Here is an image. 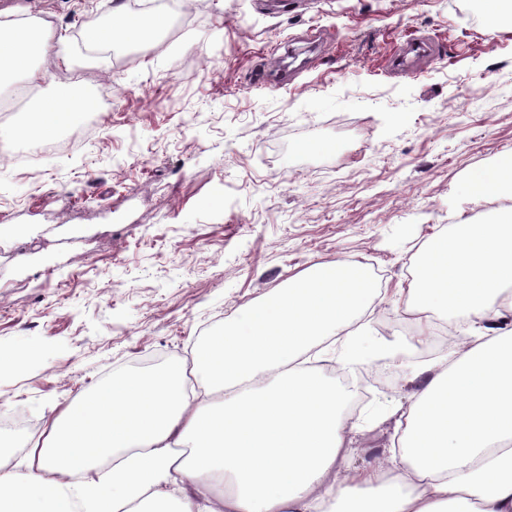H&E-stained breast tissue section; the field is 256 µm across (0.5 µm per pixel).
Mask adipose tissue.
<instances>
[{
	"instance_id": "obj_1",
	"label": "adipose tissue",
	"mask_w": 512,
	"mask_h": 512,
	"mask_svg": "<svg viewBox=\"0 0 512 512\" xmlns=\"http://www.w3.org/2000/svg\"><path fill=\"white\" fill-rule=\"evenodd\" d=\"M28 42L51 52L42 27L0 21V49ZM474 197L512 194V156L474 176ZM512 285V216L450 225L415 262L405 307L418 332L372 335L354 318L378 296L360 264H319L245 313L224 320V346L199 341L193 364L171 361L170 389L112 384V415L85 438L74 412L50 425L0 493L31 512H512V328L498 327ZM453 315L465 342L435 355L433 316ZM338 369L391 362L420 381L415 400L390 413L402 429L384 464H346L358 425L348 391L319 389L310 353Z\"/></svg>"
}]
</instances>
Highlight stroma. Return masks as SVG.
<instances>
[{
  "mask_svg": "<svg viewBox=\"0 0 512 512\" xmlns=\"http://www.w3.org/2000/svg\"><path fill=\"white\" fill-rule=\"evenodd\" d=\"M113 2L0 7L52 18L64 40L37 62L36 101L94 92L79 71L140 77L81 155L0 167L12 229L0 233V298L16 312L0 317V355L41 352L0 375V397L37 423L11 429L12 465L113 374L189 357L238 307L316 264L370 261L384 302L367 323L403 335L414 317L391 301L417 253L460 215L488 220L466 186L512 155V24L472 22L466 0H315L282 15L256 0H195L183 35L138 56L79 50L76 32ZM312 28L332 34L320 64L286 88L254 89L274 46ZM412 35L437 37L445 57L416 78L388 74V53ZM464 96L474 111H452ZM354 376L367 400L349 462L363 470L398 445L381 402L417 386L377 387L366 366Z\"/></svg>",
  "mask_w": 512,
  "mask_h": 512,
  "instance_id": "1",
  "label": "stroma"
}]
</instances>
